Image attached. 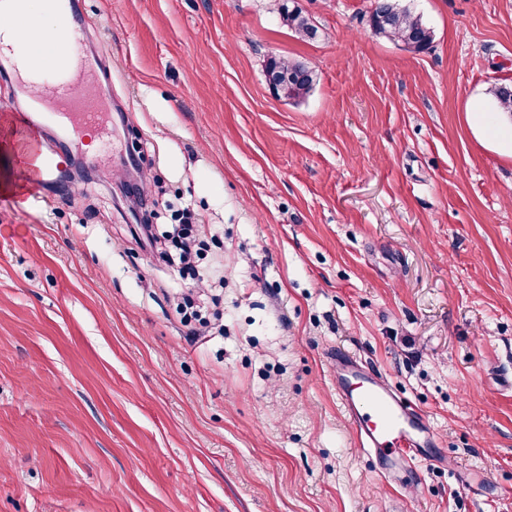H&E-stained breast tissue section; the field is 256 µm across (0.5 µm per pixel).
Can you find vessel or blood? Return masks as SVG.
<instances>
[{"label":"vessel or blood","instance_id":"b4317fda","mask_svg":"<svg viewBox=\"0 0 512 512\" xmlns=\"http://www.w3.org/2000/svg\"><path fill=\"white\" fill-rule=\"evenodd\" d=\"M63 29V39L50 70L30 66L21 38L0 36V66L13 78L29 75L33 83L52 82L48 110L80 136L105 140L100 105L112 95V69L99 66L97 59L83 55L82 47L90 33L74 25L67 0H47ZM335 373L338 399L354 429L361 447L374 455L381 474H389L402 458L427 449L426 461L438 464L429 449L435 444L429 423L406 405L379 376L367 372L353 357L339 353L330 360Z\"/></svg>","mask_w":512,"mask_h":512}]
</instances>
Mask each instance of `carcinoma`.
Here are the masks:
<instances>
[{"mask_svg": "<svg viewBox=\"0 0 512 512\" xmlns=\"http://www.w3.org/2000/svg\"><path fill=\"white\" fill-rule=\"evenodd\" d=\"M279 16L283 26L302 41H312L318 35V27L296 5L283 0L279 6ZM369 26L376 34L403 45L412 52H426L433 43V31L417 15L399 5L397 0H378V6L369 15ZM295 60L272 55L266 60L265 72H278L284 75L279 82L275 96L288 100H298L312 90L315 77H298L293 72ZM497 110L512 115V85L503 82L494 87Z\"/></svg>", "mask_w": 512, "mask_h": 512, "instance_id": "1", "label": "carcinoma"}]
</instances>
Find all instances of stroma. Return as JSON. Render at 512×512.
<instances>
[{
  "label": "stroma",
  "mask_w": 512,
  "mask_h": 512,
  "mask_svg": "<svg viewBox=\"0 0 512 512\" xmlns=\"http://www.w3.org/2000/svg\"><path fill=\"white\" fill-rule=\"evenodd\" d=\"M112 65L110 140L86 167L0 191V512H512V156L474 133L512 80V0H72ZM306 59L300 101L268 56ZM158 223L203 215L223 331L191 336L163 243L107 173L134 146ZM354 355L423 412L441 464L380 476L328 356ZM288 0H283L279 6V16L283 26L287 27L294 36L302 41H312L318 35V27L302 12L301 8ZM369 15V26L375 34L403 45L412 52H426L433 43V31L417 15L396 0H377Z\"/></svg>",
  "instance_id": "obj_1"
}]
</instances>
